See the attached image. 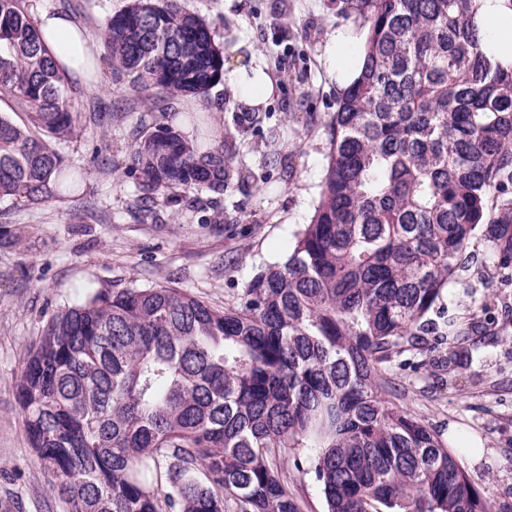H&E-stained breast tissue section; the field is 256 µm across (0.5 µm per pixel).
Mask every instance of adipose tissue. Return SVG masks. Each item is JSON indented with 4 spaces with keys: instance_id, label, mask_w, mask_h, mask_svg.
Wrapping results in <instances>:
<instances>
[{
    "instance_id": "1",
    "label": "adipose tissue",
    "mask_w": 512,
    "mask_h": 512,
    "mask_svg": "<svg viewBox=\"0 0 512 512\" xmlns=\"http://www.w3.org/2000/svg\"><path fill=\"white\" fill-rule=\"evenodd\" d=\"M475 23L488 54L502 67H512V0H476ZM37 26L53 49L59 64L65 65L71 77L87 86L96 83L92 73L94 56L79 24L66 12L43 4L34 6ZM356 33L336 30L326 48V59L339 85H349L359 70L358 56L353 49ZM232 84L234 95L249 108L261 106L272 95L274 83L261 64L252 62L239 66Z\"/></svg>"
}]
</instances>
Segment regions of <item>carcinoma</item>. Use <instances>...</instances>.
Masks as SVG:
<instances>
[{"instance_id": "obj_1", "label": "carcinoma", "mask_w": 512, "mask_h": 512, "mask_svg": "<svg viewBox=\"0 0 512 512\" xmlns=\"http://www.w3.org/2000/svg\"><path fill=\"white\" fill-rule=\"evenodd\" d=\"M475 0H355L358 78L325 123L318 203L288 259L216 309L181 288H99L57 312L17 379L25 431L69 512H300L286 467L327 512H491L448 443L384 372L448 368L465 329L443 304L482 246L512 283V68L493 66ZM135 92L204 95L224 50L182 0H130L100 31ZM67 76L23 0H0V200L74 188ZM234 153L160 125L129 170L149 208L224 194ZM298 448L304 457L291 456Z\"/></svg>"}]
</instances>
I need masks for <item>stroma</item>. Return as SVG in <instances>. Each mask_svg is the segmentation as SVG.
<instances>
[{
    "label": "stroma",
    "instance_id": "1",
    "mask_svg": "<svg viewBox=\"0 0 512 512\" xmlns=\"http://www.w3.org/2000/svg\"><path fill=\"white\" fill-rule=\"evenodd\" d=\"M70 13L90 39L128 0H47ZM226 50L225 81L206 97H170L153 89L147 111L126 79L102 68L95 88L69 82L77 129L56 148L79 188L33 204L0 201V512H67L38 466L16 398L29 350L50 318L87 288L175 286L216 308L231 303L261 268L284 261L312 214L328 152L325 122L338 87L325 48L336 28L361 18L348 0H184ZM260 61L276 84L257 110L230 91L232 47ZM201 112L235 147V167L253 179L230 181L205 211L186 204L140 211L135 177L124 166L144 129L178 125ZM444 303L456 316L495 307V323L462 343L466 371L430 367L390 371L399 404L440 435L449 426L481 439L477 460L462 457L493 512H512V285L462 274Z\"/></svg>",
    "mask_w": 512,
    "mask_h": 512
}]
</instances>
